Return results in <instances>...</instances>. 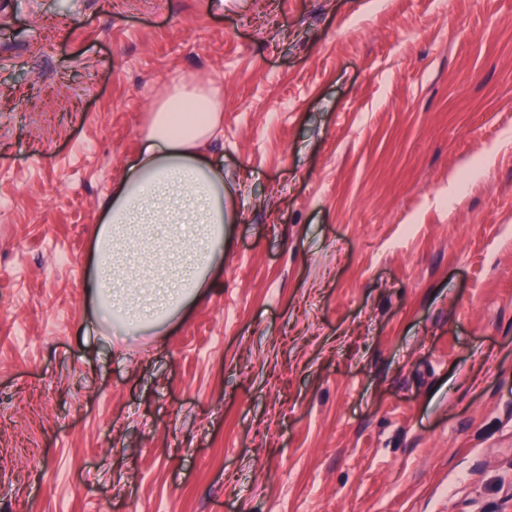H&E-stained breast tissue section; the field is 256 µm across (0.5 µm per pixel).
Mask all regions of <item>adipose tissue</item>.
I'll return each instance as SVG.
<instances>
[{
  "label": "adipose tissue",
  "mask_w": 512,
  "mask_h": 512,
  "mask_svg": "<svg viewBox=\"0 0 512 512\" xmlns=\"http://www.w3.org/2000/svg\"><path fill=\"white\" fill-rule=\"evenodd\" d=\"M222 112L218 87L172 84L102 207L86 288L94 314L119 332L160 335L218 285L224 170L207 144Z\"/></svg>",
  "instance_id": "adipose-tissue-1"
}]
</instances>
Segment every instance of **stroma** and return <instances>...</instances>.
Listing matches in <instances>:
<instances>
[{"label":"stroma","mask_w":512,"mask_h":512,"mask_svg":"<svg viewBox=\"0 0 512 512\" xmlns=\"http://www.w3.org/2000/svg\"><path fill=\"white\" fill-rule=\"evenodd\" d=\"M181 76L224 271L117 335L99 207ZM0 512H512V0H0Z\"/></svg>","instance_id":"stroma-1"}]
</instances>
